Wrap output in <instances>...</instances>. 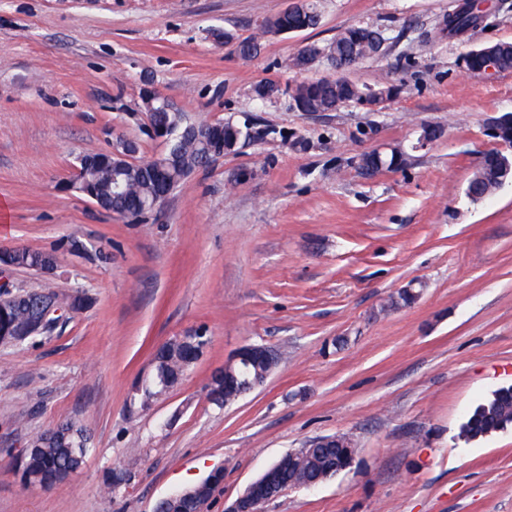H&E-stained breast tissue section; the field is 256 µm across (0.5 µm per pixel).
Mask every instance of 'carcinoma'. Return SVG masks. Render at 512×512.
I'll return each mask as SVG.
<instances>
[{
  "label": "carcinoma",
  "mask_w": 512,
  "mask_h": 512,
  "mask_svg": "<svg viewBox=\"0 0 512 512\" xmlns=\"http://www.w3.org/2000/svg\"><path fill=\"white\" fill-rule=\"evenodd\" d=\"M448 23L438 28L440 40L455 38L478 28L479 16L468 4L456 3L445 14ZM321 15L313 0H299L291 10L279 13L266 20L268 28L288 32H302L319 26ZM387 38L375 27L349 26L336 36L338 57L356 53L364 57L376 55ZM494 58L499 72L512 71V43L496 42ZM464 68L477 74L485 61L483 52L476 47L464 56ZM368 86L352 80L307 79L296 83V91L304 112H333L340 106L358 100V93ZM148 119L166 127L171 134V143L166 151L156 158L133 165L109 153L85 155L84 182L78 190L95 195L103 210L120 216L142 220L151 213L154 201L164 193H171L192 173L212 163V149L217 145L228 147L234 140H243V130L230 122L199 123L189 125L183 121L179 109L163 107L160 100H143ZM487 176L471 175L467 184L468 196L482 200L494 193L501 180L512 177V158L497 150L485 155ZM57 263L54 253L12 248L0 250V264H11L19 269L39 271ZM68 303L71 310L79 312L86 308L87 300L81 295L60 297L45 290H22L15 293H0V323L25 326L39 318L51 305ZM204 343L195 341L168 340L153 352V370L156 379L144 383L140 399L146 404L165 394L173 387L203 355ZM512 427V385L503 386L479 404L462 425V434L476 440ZM35 448L23 459L22 468L30 481L41 488H49L73 472L81 469L91 444L87 429L75 422L67 421L56 429L32 438ZM342 452L327 448H314L303 460L299 469H279V482L284 488L291 487L302 477L311 479L334 475L333 467L339 465Z\"/></svg>",
  "instance_id": "obj_1"
}]
</instances>
